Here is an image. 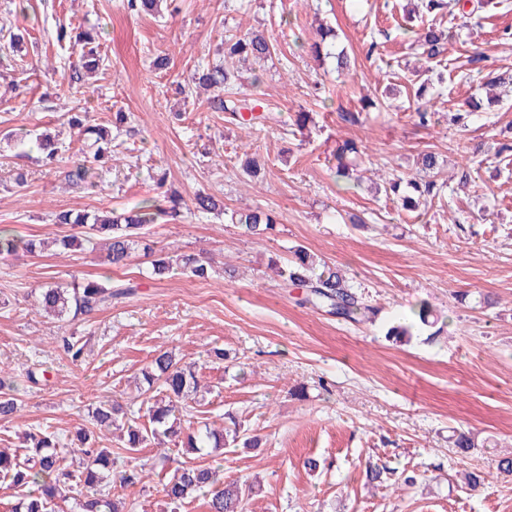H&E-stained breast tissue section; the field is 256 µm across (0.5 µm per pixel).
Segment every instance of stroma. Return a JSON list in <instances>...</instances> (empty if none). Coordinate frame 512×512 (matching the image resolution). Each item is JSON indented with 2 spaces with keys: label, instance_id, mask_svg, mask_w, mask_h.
<instances>
[{
  "label": "stroma",
  "instance_id": "1",
  "mask_svg": "<svg viewBox=\"0 0 512 512\" xmlns=\"http://www.w3.org/2000/svg\"><path fill=\"white\" fill-rule=\"evenodd\" d=\"M486 21L458 11L427 14L412 0H163L160 13L128 10L126 0H0V29L27 37L0 64V135L12 129L58 135L63 157L46 166L32 142L0 138V228L22 240L53 232L62 210L132 209L155 199V178L191 199L203 192L228 209L259 207L277 220L266 236H248L216 213L182 210L158 218L146 241L154 251L206 253L230 265L231 278L199 281L177 273L150 279L148 257L125 270L135 296L75 325L37 311L34 290L110 270L90 243L65 253L46 250L0 257V375L12 381L17 411L0 419V448L22 432L50 427L61 447L78 429L93 430L89 410L115 398L144 421L133 379L162 351L196 364L212 386L193 420L233 416L259 448L225 446L212 453L224 478L255 483L244 512H512V475L498 470L512 456V157L494 149L512 127V93L461 131L450 112L464 108L481 73L512 68V0L486 7ZM450 31L442 55L418 60L414 33L423 22ZM89 32L101 45L96 75L72 88L74 57L57 45L59 24ZM335 28L336 49L351 57L349 73L334 58H315L318 25ZM259 31L274 54L256 73H242V97L276 115L268 125H242L207 107L192 74L218 64L225 36ZM170 59L154 68L156 57ZM192 89L184 97L183 89ZM374 105L362 109V99ZM434 101L427 127L413 113ZM111 125L129 116L112 155L93 165V185L66 175L79 156L67 125L71 113ZM311 115L297 128L295 115ZM356 113L345 122L341 113ZM362 148L375 181L411 179L420 153L441 161L437 195L421 213L403 210L397 195L370 185L350 189L335 177L333 154L343 140ZM24 153V184L14 181ZM260 173L248 177L246 160ZM471 181L459 186L462 171ZM357 214L361 223H350ZM302 245L343 269L377 307L373 321L346 322L304 307L269 267ZM495 298L480 305L481 295ZM427 301L445 327L429 337L386 338ZM85 342L82 361L59 348L62 338ZM224 349L223 362L208 352ZM46 380L32 384L29 371ZM473 434L477 448L460 457L451 437ZM143 448L152 467L144 488L128 492L127 512H173L164 503L163 453ZM321 463L316 471L306 459ZM372 465L394 473L368 490ZM486 480L477 489L465 473Z\"/></svg>",
  "mask_w": 512,
  "mask_h": 512
}]
</instances>
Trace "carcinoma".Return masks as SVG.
<instances>
[{"instance_id": "cac0c4a2", "label": "carcinoma", "mask_w": 512, "mask_h": 512, "mask_svg": "<svg viewBox=\"0 0 512 512\" xmlns=\"http://www.w3.org/2000/svg\"><path fill=\"white\" fill-rule=\"evenodd\" d=\"M163 0H127V7L135 13L153 14ZM448 35L433 24L424 25L415 38L417 52L428 59H434L444 52ZM76 56L71 83L81 80L80 69L99 68L102 57L99 45L89 37L78 35L70 42ZM272 44L262 33H247L243 36L231 35L224 38V56L237 58L246 64L260 62L271 57ZM197 87L209 90L224 89V95L209 99V108L215 112H240L248 108L246 100L238 97L235 91L236 76L221 65L197 69ZM71 126L78 129L77 153L82 160L68 171L71 182H88L91 168L87 163L98 162L112 154V131L96 125L88 126L81 115L71 116ZM41 161L50 166L57 160L58 148L47 134L36 136ZM362 150L353 140H345L336 147V179L358 185L364 178L357 160ZM418 169L424 180H412L409 187L413 194L402 199L406 210L415 211L428 204L435 196L436 183L432 180L440 166L439 157L434 152H425L417 158ZM90 183V182H88ZM95 186V183H90ZM194 209L200 213L222 211L224 206L214 196L197 193L192 199ZM157 220L151 206L143 205L136 209L118 213L105 211H61L55 214L57 226H67L74 230L70 235L52 234L39 241L24 244L27 252L33 253L52 243L63 249L81 245L76 230L85 233V241L97 237L106 240V261L114 269H123L131 264L135 248L143 241L145 229ZM230 221L238 224L248 235H264L273 229V215L261 209H242L231 212ZM151 276L163 280L172 276L177 269L190 276L207 280L211 277L210 264L201 257L183 255L172 258L166 254L157 255L151 262ZM278 276L285 285L303 290L302 303L319 311H326L337 317L355 323L370 321L376 313L348 284L345 275L336 266L329 264L317 254L302 246L291 250V257L284 264L271 260ZM135 294V285L130 282L102 281L75 278L67 285L49 284L34 292V306L58 318H87L98 311L112 307V304L130 298ZM415 325L436 326L438 319L433 317L431 306L421 301L413 310ZM147 390L155 391L152 401L147 403L148 424L143 425L127 420V412L116 399L98 401L92 410L96 425L115 428L121 432V449L128 454H136L154 441L169 439L186 449V457L172 460L168 478L163 486L164 498L173 510L182 503L198 495L208 497V512H243L244 497L252 493V486L236 481L224 482L221 467L203 466L193 462V455L204 448H222L224 445L242 444L243 447H257L255 436L241 438L238 427H216L205 422L197 427L181 425L176 412L197 402L200 388L195 364H183L169 351L159 353L150 364L141 370ZM11 388L0 377V417L10 418L16 412V399L10 394ZM69 452L80 456L79 468L72 469L65 464L66 452L60 448L55 435L44 430L25 433V446L22 451L9 453L0 450V485L6 489H16L12 512H56L59 504L73 498L79 501L81 512H126L123 493L144 482L147 478L145 465L121 471H113L114 459L109 448L95 447L88 442L87 433H76V443Z\"/></svg>"}]
</instances>
